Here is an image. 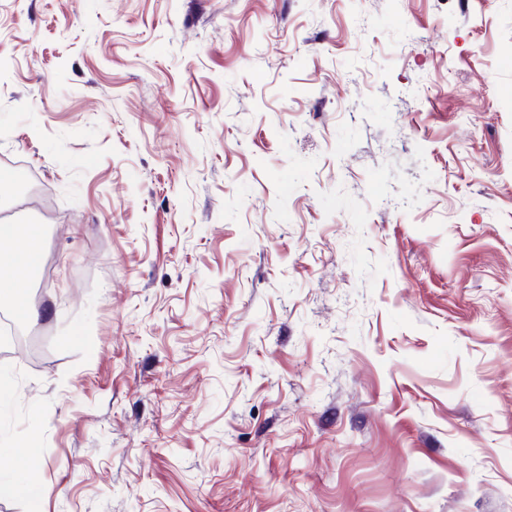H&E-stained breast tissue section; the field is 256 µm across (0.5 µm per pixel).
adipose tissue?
<instances>
[{
    "instance_id": "adipose-tissue-1",
    "label": "adipose tissue",
    "mask_w": 512,
    "mask_h": 512,
    "mask_svg": "<svg viewBox=\"0 0 512 512\" xmlns=\"http://www.w3.org/2000/svg\"><path fill=\"white\" fill-rule=\"evenodd\" d=\"M12 225H0V237L12 236ZM26 241L25 252L0 251V301L10 302L17 318L23 322L36 320L40 312L32 307L28 301L29 280L19 275L20 267L28 262L37 260L41 256V235L33 224L24 225L18 231Z\"/></svg>"
}]
</instances>
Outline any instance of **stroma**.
Segmentation results:
<instances>
[{"instance_id":"stroma-1","label":"stroma","mask_w":512,"mask_h":512,"mask_svg":"<svg viewBox=\"0 0 512 512\" xmlns=\"http://www.w3.org/2000/svg\"><path fill=\"white\" fill-rule=\"evenodd\" d=\"M0 512H512V0H0ZM26 241V254L16 251H0V301H8L17 318L22 322L36 320L40 316L39 310L32 307L28 301L29 279L18 274V269L28 262L41 257V235L37 225L25 224L20 231ZM7 271L8 277H2ZM0 488L1 492L6 491L28 498L34 506L39 503L38 486L33 481L19 478L14 469L0 468Z\"/></svg>"}]
</instances>
